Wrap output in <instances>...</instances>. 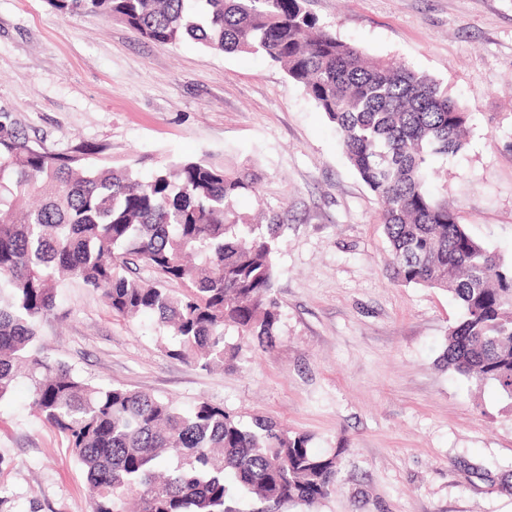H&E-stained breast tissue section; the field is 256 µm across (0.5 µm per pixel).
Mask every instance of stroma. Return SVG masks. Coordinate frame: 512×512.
Masks as SVG:
<instances>
[{
    "instance_id": "1",
    "label": "stroma",
    "mask_w": 512,
    "mask_h": 512,
    "mask_svg": "<svg viewBox=\"0 0 512 512\" xmlns=\"http://www.w3.org/2000/svg\"><path fill=\"white\" fill-rule=\"evenodd\" d=\"M319 24L369 58L437 80L465 107L463 149L434 189L458 222L512 263V0H306ZM0 112L57 152L112 147V164L148 178L192 157L252 169L245 216L278 215L280 340L205 371L171 358L153 316H113L78 282L59 290L39 335L55 359L105 386L222 405L339 452L332 494L314 512H512V491L470 481L465 457L512 472V408L440 361L461 316L450 293L394 281L381 203L332 123L259 53L156 45L125 25L63 16L46 0H0ZM0 512H88L83 470L33 416L26 379L0 402Z\"/></svg>"
}]
</instances>
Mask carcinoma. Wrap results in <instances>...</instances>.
<instances>
[{
  "instance_id": "cac0c4a2",
  "label": "carcinoma",
  "mask_w": 512,
  "mask_h": 512,
  "mask_svg": "<svg viewBox=\"0 0 512 512\" xmlns=\"http://www.w3.org/2000/svg\"><path fill=\"white\" fill-rule=\"evenodd\" d=\"M61 15L116 20L160 46L191 38L217 52L262 53L334 124L343 150L382 203L396 282L451 292L462 308L443 361L512 400V264L486 250L433 195L438 163L464 145L466 112L426 74L369 62L318 24L303 0H46ZM110 146L54 152L0 114V401L30 385L32 413L66 442L89 487V512L307 510L335 485L338 454L312 436L257 420L245 427L206 400L101 386L52 358L38 324L58 288L79 279L112 313H150L169 355L203 370L232 356L228 325L265 350L280 321L273 254L281 225L251 224L235 198L259 177L182 158L145 180L106 163ZM145 264L159 276L134 275ZM175 281L178 288H166Z\"/></svg>"
}]
</instances>
